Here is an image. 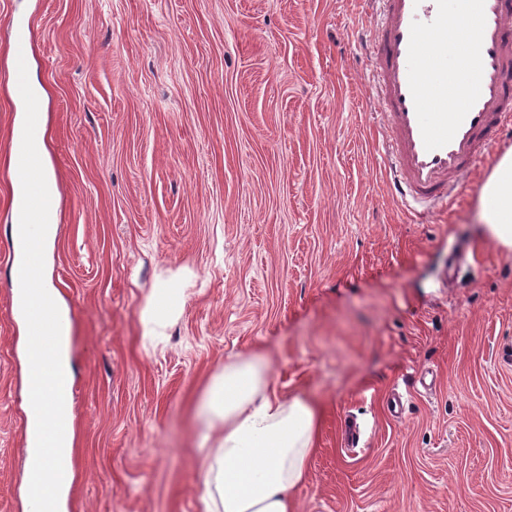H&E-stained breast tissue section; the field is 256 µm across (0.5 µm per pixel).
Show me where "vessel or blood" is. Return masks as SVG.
<instances>
[{
	"label": "vessel or blood",
	"mask_w": 512,
	"mask_h": 512,
	"mask_svg": "<svg viewBox=\"0 0 512 512\" xmlns=\"http://www.w3.org/2000/svg\"><path fill=\"white\" fill-rule=\"evenodd\" d=\"M381 4L382 26L370 51L373 89L382 103L389 189L399 203L415 200L429 209L454 202L462 178L483 167L495 134L512 126V0H366ZM27 25L18 22L12 42L14 80L26 82ZM28 119L9 174L21 196L16 212L21 228V269L41 270L44 229L35 215L55 208L41 179V162L31 145L39 136V109L24 100ZM18 306L33 331L52 333L55 313L34 305L20 292ZM29 404L44 408L48 397L64 398L51 386L42 363H34ZM68 414L59 412L51 428L32 429L28 442L27 499L30 512H54L44 491L48 466L69 438Z\"/></svg>",
	"instance_id": "obj_1"
}]
</instances>
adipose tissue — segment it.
Returning a JSON list of instances; mask_svg holds the SVG:
<instances>
[{
    "mask_svg": "<svg viewBox=\"0 0 512 512\" xmlns=\"http://www.w3.org/2000/svg\"><path fill=\"white\" fill-rule=\"evenodd\" d=\"M480 212L493 239L512 247V149L504 152L480 189ZM39 301L57 308L52 348L27 336L31 355L71 372L72 322L49 285ZM204 486L202 512H297L292 496L309 474L317 421L302 396L284 397L256 354L228 361L197 409Z\"/></svg>",
    "mask_w": 512,
    "mask_h": 512,
    "instance_id": "ef3b65f1",
    "label": "adipose tissue"
}]
</instances>
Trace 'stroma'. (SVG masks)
Instances as JSON below:
<instances>
[{
	"label": "stroma",
	"instance_id": "obj_1",
	"mask_svg": "<svg viewBox=\"0 0 512 512\" xmlns=\"http://www.w3.org/2000/svg\"><path fill=\"white\" fill-rule=\"evenodd\" d=\"M19 18L73 326L64 512H201L195 406L254 353L318 411L298 512H512V250L479 211L512 130L448 212L399 205L362 0H0V512L26 510ZM161 287L183 303L152 346ZM29 55L27 24L19 21L14 30L12 56L14 61V80L20 87L26 82V69Z\"/></svg>",
	"mask_w": 512,
	"mask_h": 512
}]
</instances>
